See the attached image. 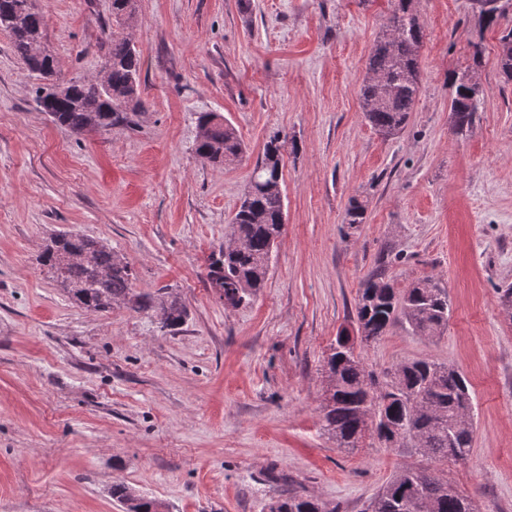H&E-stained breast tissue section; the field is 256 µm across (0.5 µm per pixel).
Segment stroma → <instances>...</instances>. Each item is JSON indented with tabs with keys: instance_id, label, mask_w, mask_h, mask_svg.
I'll return each mask as SVG.
<instances>
[{
	"instance_id": "35a3bbf8",
	"label": "stroma",
	"mask_w": 512,
	"mask_h": 512,
	"mask_svg": "<svg viewBox=\"0 0 512 512\" xmlns=\"http://www.w3.org/2000/svg\"><path fill=\"white\" fill-rule=\"evenodd\" d=\"M497 25L475 0H416L425 28L420 89L404 129L379 135L360 88L393 0H137L127 34L141 59L133 125L79 134L35 100L38 79L0 31V512H123L112 486L169 512H267L296 489L336 512H365L414 448L366 438L336 446L321 428L322 367L355 330L373 274L448 293L443 334L397 323L361 345L369 370L449 364L468 380L469 459L441 472L476 512H512V83L498 73ZM65 80L95 75L110 0H35ZM482 51L484 107L454 134L449 75ZM223 116L240 159L198 157V113ZM291 148L285 226L264 288L225 306L210 255L274 133ZM366 205L344 222L351 198ZM108 243L133 287L178 298L185 323L117 302L89 312L41 267L52 234Z\"/></svg>"
}]
</instances>
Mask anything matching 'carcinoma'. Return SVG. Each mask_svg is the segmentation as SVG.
<instances>
[{
  "instance_id": "cac0c4a2",
  "label": "carcinoma",
  "mask_w": 512,
  "mask_h": 512,
  "mask_svg": "<svg viewBox=\"0 0 512 512\" xmlns=\"http://www.w3.org/2000/svg\"><path fill=\"white\" fill-rule=\"evenodd\" d=\"M480 15L489 26L498 24L500 0H476ZM42 13L28 0H0V28L7 31L15 53L27 69L42 78L49 68L46 60L32 55L30 42L43 32ZM389 28L392 37L382 36L367 59V79L360 89L362 112L368 124L383 136L397 134L407 123L419 92L418 49L424 26L413 0H394ZM498 64L504 82H512V27L501 31ZM106 62L110 63L107 88H97L90 80L71 82L70 93L51 99L39 88L37 101L51 111L53 121L73 131L95 117L104 130L129 123V113L140 107V59L127 37L112 33ZM481 66V51L475 50L472 64L448 77L451 90L452 127L457 135L471 129L483 99H475L465 81ZM197 125L206 127L196 142V154L213 163L229 165L244 152L236 129L214 112H200ZM282 138L269 137L261 159L250 178L248 199L241 202L232 219V234L243 240L242 249L229 255L213 253L208 280L220 288L224 304L237 307L264 287L270 270L272 251L284 224L283 193L269 188L282 174ZM365 206L353 198L345 212L351 227L364 223ZM78 253L83 259L72 262L65 255ZM40 264L71 297L89 311H103L124 301L138 311L152 310L162 323L175 329L187 317L185 306L176 298L159 299L132 289L133 270L107 244L77 232L53 236L39 256ZM448 294L429 282H417L399 290L376 274L367 280L356 303V322L361 341L370 343L386 335L400 320L411 332L430 339L441 335L448 325ZM333 376L321 405L322 429L339 448H358L367 434L392 445L412 444L428 459L446 464L463 462L471 452V433L460 427L465 415H472L468 382L455 368L427 360L398 364L383 380L367 370L361 353L348 335L336 337L324 364ZM112 498L119 503L137 502L139 512H164L154 498L139 495L124 484L112 486ZM471 512L467 498L448 482L430 478L422 471L402 470L374 496L368 512ZM269 512H333L323 500L291 491L269 505Z\"/></svg>"
}]
</instances>
